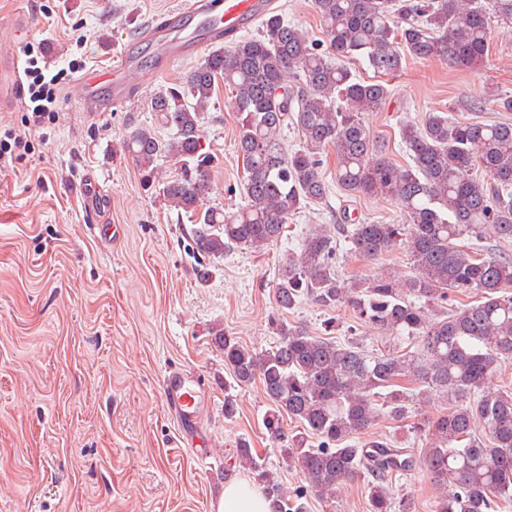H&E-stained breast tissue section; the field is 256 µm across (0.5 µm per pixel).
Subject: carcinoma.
Instances as JSON below:
<instances>
[{
	"mask_svg": "<svg viewBox=\"0 0 512 512\" xmlns=\"http://www.w3.org/2000/svg\"><path fill=\"white\" fill-rule=\"evenodd\" d=\"M328 45L309 40L272 13L262 34L212 50L180 81L160 87L151 101L156 127H135L120 154L136 166L143 188L158 191L193 224L201 258L234 250L260 253L276 242L303 206L320 203L329 189L322 154L336 153V182L361 195L391 197L403 224H354L350 249L376 258L401 249L414 276L389 270L373 278L336 272V235L314 229L279 265L274 299L281 313L311 297L327 308L345 307L384 335L407 339L412 351L369 354L352 342L312 336L284 319L273 322L278 344L260 352L221 327L212 329L233 383L258 379L272 406L266 421L283 456L296 460L308 487L334 499L340 486L367 476L370 512H410L390 496L394 480L420 470L456 493L439 497L433 512H501L512 503V384L483 391L498 360L512 356V257L485 253L489 239L512 242V124L463 123L430 112L400 126L410 162L377 156V141L363 122L390 95L382 76H394L406 57L439 59L473 68L489 51V15L512 24V0H315ZM359 58L379 79L353 76L345 60ZM224 82L238 116V151L246 203L235 211L205 209L216 163L202 141V115ZM300 145H283L288 128ZM175 169L162 171L161 160ZM469 238L464 244L462 239ZM455 294L475 295L462 307ZM448 411L428 424V451L420 455L381 438L359 435L380 415L408 418L412 403L431 393ZM287 414L316 435L313 448L279 426ZM236 460L262 485L270 512H303L304 490H285L249 442Z\"/></svg>",
	"mask_w": 512,
	"mask_h": 512,
	"instance_id": "obj_1",
	"label": "carcinoma"
}]
</instances>
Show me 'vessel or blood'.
<instances>
[{"instance_id":"b4317fda","label":"vessel or blood","mask_w":512,"mask_h":512,"mask_svg":"<svg viewBox=\"0 0 512 512\" xmlns=\"http://www.w3.org/2000/svg\"><path fill=\"white\" fill-rule=\"evenodd\" d=\"M275 0H182L180 6L162 15L140 35V42L153 51V66L121 55L112 66L78 76L70 92L89 112H103L134 101L152 69L202 56L210 47L232 44L237 37L267 14ZM21 83L15 58L0 60V105L14 101ZM162 394L174 414L183 437L199 433V409L206 391L196 374L173 369L162 379Z\"/></svg>"}]
</instances>
